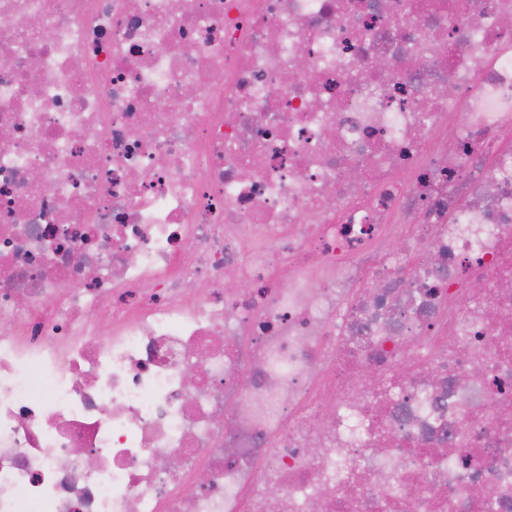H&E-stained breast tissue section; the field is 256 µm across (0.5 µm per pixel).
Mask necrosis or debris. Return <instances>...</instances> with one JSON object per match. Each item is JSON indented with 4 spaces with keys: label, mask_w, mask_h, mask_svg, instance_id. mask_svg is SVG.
Instances as JSON below:
<instances>
[{
    "label": "necrosis or debris",
    "mask_w": 512,
    "mask_h": 512,
    "mask_svg": "<svg viewBox=\"0 0 512 512\" xmlns=\"http://www.w3.org/2000/svg\"><path fill=\"white\" fill-rule=\"evenodd\" d=\"M0 512H512V0H0Z\"/></svg>",
    "instance_id": "obj_1"
}]
</instances>
